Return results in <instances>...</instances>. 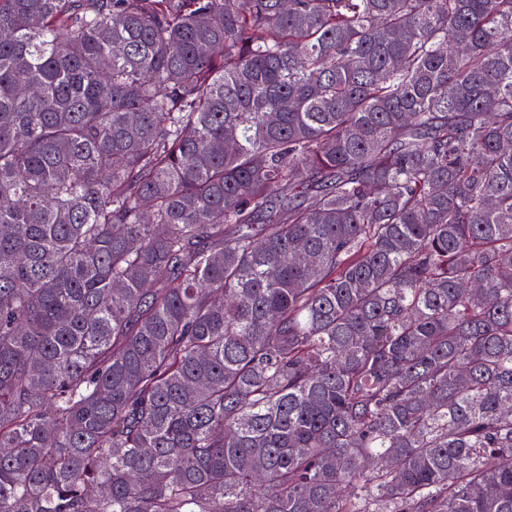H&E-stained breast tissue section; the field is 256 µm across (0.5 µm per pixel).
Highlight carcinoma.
<instances>
[{
	"label": "carcinoma",
	"mask_w": 512,
	"mask_h": 512,
	"mask_svg": "<svg viewBox=\"0 0 512 512\" xmlns=\"http://www.w3.org/2000/svg\"><path fill=\"white\" fill-rule=\"evenodd\" d=\"M0 512H512V0H0Z\"/></svg>",
	"instance_id": "carcinoma-1"
}]
</instances>
